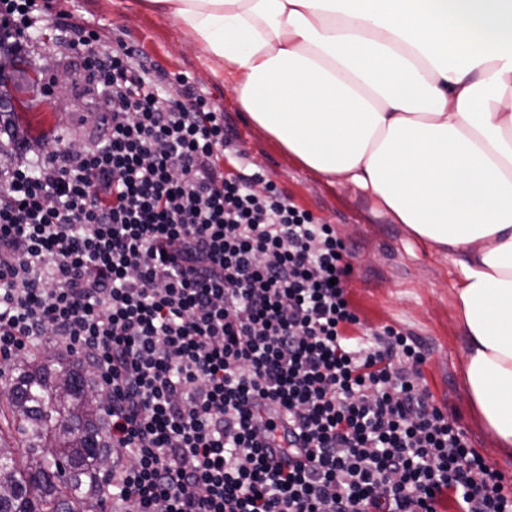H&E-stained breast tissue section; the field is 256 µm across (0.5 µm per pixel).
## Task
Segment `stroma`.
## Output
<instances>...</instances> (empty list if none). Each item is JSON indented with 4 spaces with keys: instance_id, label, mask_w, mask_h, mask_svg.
Listing matches in <instances>:
<instances>
[{
    "instance_id": "1",
    "label": "stroma",
    "mask_w": 512,
    "mask_h": 512,
    "mask_svg": "<svg viewBox=\"0 0 512 512\" xmlns=\"http://www.w3.org/2000/svg\"><path fill=\"white\" fill-rule=\"evenodd\" d=\"M51 11L94 25L109 40L122 39L169 74L186 75L198 92L223 109L234 135L225 171L239 164L262 171L267 180L353 246L349 296L362 328L391 325L420 337L427 351L421 382L436 404L455 418L474 448L492 467L512 476V455L499 452L494 438L471 408L465 384L468 340L457 307L459 270L448 252L415 239L405 225L377 211L363 191L303 167L236 104L232 85L216 79L202 51L173 16L148 10L143 0H48ZM66 81L53 95L33 93L32 75ZM91 96L80 71L56 63L52 53L17 59L0 82V105L37 143L62 135L85 144L95 125Z\"/></svg>"
}]
</instances>
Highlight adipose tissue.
<instances>
[{
    "mask_svg": "<svg viewBox=\"0 0 512 512\" xmlns=\"http://www.w3.org/2000/svg\"><path fill=\"white\" fill-rule=\"evenodd\" d=\"M303 166L453 256L469 403L512 449V0H147Z\"/></svg>",
    "mask_w": 512,
    "mask_h": 512,
    "instance_id": "obj_1",
    "label": "adipose tissue"
}]
</instances>
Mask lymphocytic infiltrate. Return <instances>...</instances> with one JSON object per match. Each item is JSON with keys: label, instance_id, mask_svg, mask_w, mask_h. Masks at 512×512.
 I'll use <instances>...</instances> for the list:
<instances>
[{"label": "lymphocytic infiltrate", "instance_id": "lymphocytic-infiltrate-1", "mask_svg": "<svg viewBox=\"0 0 512 512\" xmlns=\"http://www.w3.org/2000/svg\"><path fill=\"white\" fill-rule=\"evenodd\" d=\"M44 25L99 121L35 153L0 114V357L48 338L90 365L123 512H512L420 341L359 331L334 225L225 172L224 112L186 77L39 0H0V73Z\"/></svg>", "mask_w": 512, "mask_h": 512}]
</instances>
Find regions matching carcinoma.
<instances>
[{
  "instance_id": "1",
  "label": "carcinoma",
  "mask_w": 512,
  "mask_h": 512,
  "mask_svg": "<svg viewBox=\"0 0 512 512\" xmlns=\"http://www.w3.org/2000/svg\"><path fill=\"white\" fill-rule=\"evenodd\" d=\"M0 512H98L112 444L93 373L47 344L5 370Z\"/></svg>"
}]
</instances>
